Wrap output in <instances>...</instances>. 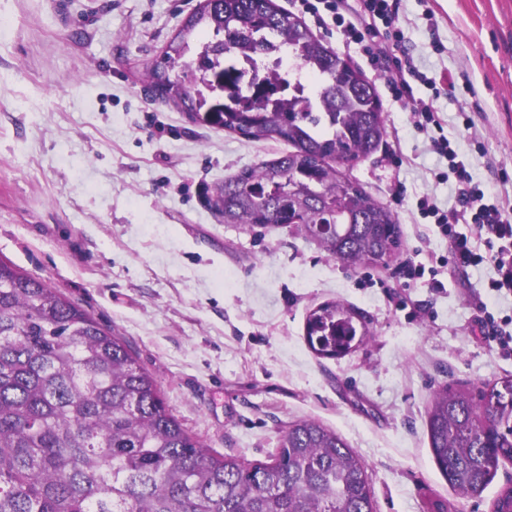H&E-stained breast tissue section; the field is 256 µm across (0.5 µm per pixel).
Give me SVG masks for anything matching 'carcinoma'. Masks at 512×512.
I'll return each instance as SVG.
<instances>
[{"mask_svg": "<svg viewBox=\"0 0 512 512\" xmlns=\"http://www.w3.org/2000/svg\"><path fill=\"white\" fill-rule=\"evenodd\" d=\"M258 33L269 37L260 53L285 46L301 58L316 92L280 100L278 84L254 78L248 96L211 111L214 83L240 82L225 57L250 49ZM151 77L193 122L292 147L224 180L215 201L224 223L276 229L297 218L328 257L352 267L400 247L393 211L339 169L387 135L374 83L274 0H200ZM357 317L335 302L313 310L311 348L349 352L367 336ZM426 426L449 487L481 496L512 461V379L476 393L444 386ZM279 448L256 463L214 455L169 412L119 334L46 279L0 260V512H374L366 469L336 431L298 420Z\"/></svg>", "mask_w": 512, "mask_h": 512, "instance_id": "1", "label": "carcinoma"}]
</instances>
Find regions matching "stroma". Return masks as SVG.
I'll return each instance as SVG.
<instances>
[{"instance_id": "obj_1", "label": "stroma", "mask_w": 512, "mask_h": 512, "mask_svg": "<svg viewBox=\"0 0 512 512\" xmlns=\"http://www.w3.org/2000/svg\"><path fill=\"white\" fill-rule=\"evenodd\" d=\"M199 0H0V260L48 280L125 340L189 434L214 454L267 460L288 425L335 430L370 478L375 512H491L512 487L504 463L482 498L455 496L426 427L433 394L512 377L480 337L476 300L491 266L443 269L442 288L408 276L448 243L428 235L423 196L454 202L447 167L392 101L388 76L335 30L312 32L372 80L387 135L343 168L398 216L399 253L351 268L296 225L225 223L211 207L224 179L287 152L208 124L156 97L149 71ZM405 48L454 85L434 106L471 173L512 207V0H399ZM473 119L464 128L461 113ZM398 153L401 166L388 157ZM357 310L367 342L341 358L309 348L319 305Z\"/></svg>"}]
</instances>
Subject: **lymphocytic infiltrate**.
<instances>
[{"label":"lymphocytic infiltrate","instance_id":"lymphocytic-infiltrate-1","mask_svg":"<svg viewBox=\"0 0 512 512\" xmlns=\"http://www.w3.org/2000/svg\"><path fill=\"white\" fill-rule=\"evenodd\" d=\"M302 13L311 15L319 24H332L343 36L359 45L373 69H380L394 51L405 42L399 24L398 0H297ZM399 73L390 79L388 91L397 101L412 100L416 108L412 123L417 131L430 133L432 149L447 159V171L438 180L455 182L456 205L444 210L431 197H423L419 211L423 218L433 219L439 235L448 242V255L461 269L490 264L494 275L488 288L497 297L512 296V209L490 201L481 184L469 171V157L461 153L443 132V125L432 99L416 97L422 87L433 91L435 78L420 71L412 59H405ZM476 328L487 345L506 359L512 358V315L499 316L486 303H479Z\"/></svg>","mask_w":512,"mask_h":512}]
</instances>
